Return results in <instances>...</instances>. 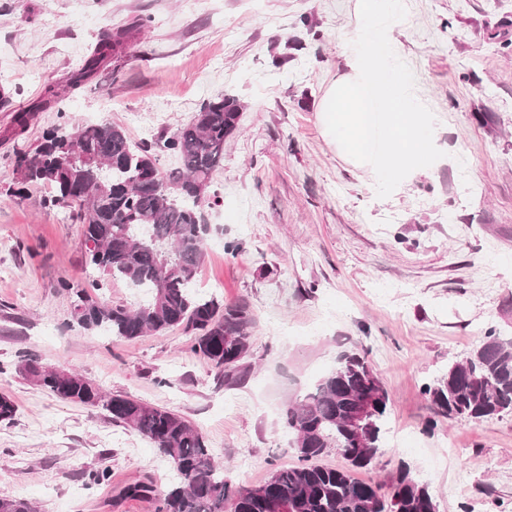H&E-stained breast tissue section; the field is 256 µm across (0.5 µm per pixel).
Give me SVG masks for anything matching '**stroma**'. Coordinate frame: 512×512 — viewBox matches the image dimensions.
<instances>
[{"label": "stroma", "instance_id": "stroma-1", "mask_svg": "<svg viewBox=\"0 0 512 512\" xmlns=\"http://www.w3.org/2000/svg\"><path fill=\"white\" fill-rule=\"evenodd\" d=\"M392 33L443 151L386 198L376 177L325 135L321 100L347 70L357 0H0V497L36 512H153L115 501L148 478L173 476L153 445L98 407L62 401L30 381L21 357L75 371L110 394L190 420L240 486L263 483L297 455L284 403L302 397L359 348L390 394L387 443L363 481L400 465L429 483L438 512H512V414L477 423L435 418L423 388L463 359L488 329L512 330V49L490 37L512 0H404ZM148 25L95 74L67 82L106 27ZM244 105L205 208L210 231L197 286L253 316L240 384L218 382L182 329L126 340L80 327L61 281L96 278L80 227L44 209L46 187L7 196L15 149L33 147L61 118L110 122L140 143L189 123L208 100ZM31 119L12 136L15 119ZM238 247L225 254V243ZM105 467L110 480L90 482ZM468 481L457 494L449 483Z\"/></svg>", "mask_w": 512, "mask_h": 512}]
</instances>
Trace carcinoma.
<instances>
[{
    "label": "carcinoma",
    "mask_w": 512,
    "mask_h": 512,
    "mask_svg": "<svg viewBox=\"0 0 512 512\" xmlns=\"http://www.w3.org/2000/svg\"><path fill=\"white\" fill-rule=\"evenodd\" d=\"M145 22L139 18L125 28L103 30L96 52L83 60L71 84H81L99 58L118 50ZM242 111L239 99L218 97L174 133L144 143L132 142L109 122L79 128L64 121L36 147L15 152V186L6 189L21 196L29 184L51 187L40 206L73 209L88 264L147 295L135 306H114L98 293L102 285L95 280L86 288L61 282L73 294V317L82 328L133 340L180 327L191 335L190 351L228 385L239 383L251 355L253 319L246 305L223 304L201 293L196 281L204 258L203 207ZM167 154L177 156L180 167L163 177L157 161ZM159 177L167 184L164 194L154 186ZM25 372L58 399L102 407L171 464L175 482L165 494H154L147 478L121 487L118 500H151L154 512H225L227 503L233 512H435L430 486L405 468L387 483L353 476L383 454L390 408L388 391L363 349L342 353L310 392L284 405L282 424L298 464L274 469L255 487L231 484L202 434L180 414L125 395L106 396L83 375L49 370L35 358L26 359ZM424 394L434 413L450 421L512 413V336L488 330L466 358L426 385ZM329 448L347 466L319 464ZM0 512H34V507L24 498H0Z\"/></svg>",
    "instance_id": "1"
}]
</instances>
